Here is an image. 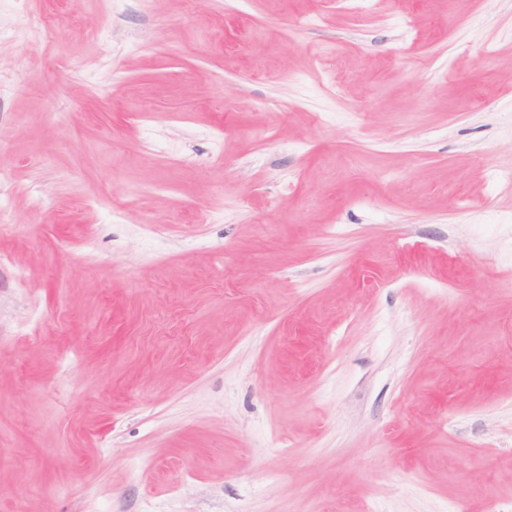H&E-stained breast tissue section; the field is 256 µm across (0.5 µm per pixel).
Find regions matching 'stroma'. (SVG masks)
<instances>
[{
    "label": "stroma",
    "instance_id": "stroma-1",
    "mask_svg": "<svg viewBox=\"0 0 512 512\" xmlns=\"http://www.w3.org/2000/svg\"><path fill=\"white\" fill-rule=\"evenodd\" d=\"M495 170L512 0H0V512H512Z\"/></svg>",
    "mask_w": 512,
    "mask_h": 512
}]
</instances>
